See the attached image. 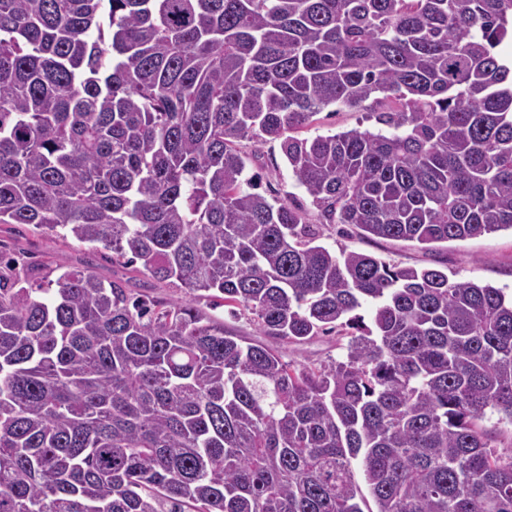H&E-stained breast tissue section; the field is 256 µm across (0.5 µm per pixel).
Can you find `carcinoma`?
I'll return each instance as SVG.
<instances>
[{
	"mask_svg": "<svg viewBox=\"0 0 512 512\" xmlns=\"http://www.w3.org/2000/svg\"><path fill=\"white\" fill-rule=\"evenodd\" d=\"M512 0H0V224L184 289L0 255V512H512V298L318 244L512 230ZM331 105L377 131L298 133ZM278 141L315 210L258 192ZM264 336L336 333L295 368ZM373 304L370 323L358 310ZM208 302L202 300L200 304L194 303L214 319L224 321V328L242 336L248 342H262L272 345L283 355L286 361L291 362L295 366L301 367L302 365L313 366L321 363H327L331 359H341L345 350L341 344L345 341L339 342L335 334L320 335L312 338L303 344H293L286 342H276L268 336H261L257 326L251 319L252 315L245 313L237 317H231L227 313V308L220 304L221 301ZM499 418H501V415L487 412L484 418L477 421V424L492 432L494 445L502 451V449L510 448L512 445V428L510 425L498 424Z\"/></svg>",
	"mask_w": 512,
	"mask_h": 512,
	"instance_id": "cac0c4a2",
	"label": "carcinoma"
}]
</instances>
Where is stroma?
Returning <instances> with one entry per match:
<instances>
[{
  "label": "stroma",
  "mask_w": 512,
  "mask_h": 512,
  "mask_svg": "<svg viewBox=\"0 0 512 512\" xmlns=\"http://www.w3.org/2000/svg\"><path fill=\"white\" fill-rule=\"evenodd\" d=\"M375 121L364 112L331 106L320 112L308 128V136L334 134L350 129H375ZM250 173L261 178V191L281 199L306 203L307 198L275 142H243ZM321 242L333 250H353L371 254L399 267L447 268L453 279L490 284L512 292V231L505 229L464 241L441 243L425 251L412 243L389 239H367L347 224L322 226ZM0 253L12 258L17 267L40 268L44 265L79 267L100 278L121 281L128 292L156 300L181 297L182 289L160 282L133 267L113 263L112 254L102 246L48 237L28 224H0ZM277 350L295 366H313L342 358L345 351L336 335H320L303 344L280 342Z\"/></svg>",
  "instance_id": "35a3bbf8"
}]
</instances>
